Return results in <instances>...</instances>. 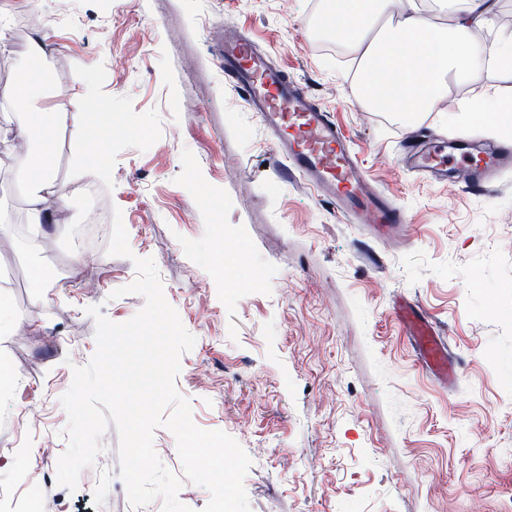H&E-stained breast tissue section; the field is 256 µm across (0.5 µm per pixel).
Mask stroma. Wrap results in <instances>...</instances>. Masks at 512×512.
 I'll return each mask as SVG.
<instances>
[{
  "label": "stroma",
  "mask_w": 512,
  "mask_h": 512,
  "mask_svg": "<svg viewBox=\"0 0 512 512\" xmlns=\"http://www.w3.org/2000/svg\"><path fill=\"white\" fill-rule=\"evenodd\" d=\"M320 0H40L57 72L50 105L83 117L104 158L96 183L120 209L132 258L78 256L67 230L17 247L16 280L0 296L29 335L0 332V370L23 376L0 390V485L18 512L29 484L48 488L50 512H162L134 507L108 427L76 491L59 486L68 445L61 398L72 369L95 351L91 306L115 322L140 311L113 298L153 258L164 294L195 338L175 386L204 430L233 437L252 464L251 512H512V174L488 191L415 180L396 162L409 126L351 94L355 60H337L310 31ZM298 80L336 120L366 174L404 209L407 238L381 244L282 170L272 139L225 80L214 46L225 22ZM512 74L478 73L451 87L419 126L447 136H492L493 113L464 100ZM463 113L462 127L448 123ZM85 148L73 129L56 143V190L70 223L85 219L76 191ZM228 242L223 254L213 245ZM69 258L48 303L33 308L34 270ZM95 284L87 294L86 284ZM422 307L449 343L455 386L421 369L395 319Z\"/></svg>",
  "instance_id": "stroma-1"
}]
</instances>
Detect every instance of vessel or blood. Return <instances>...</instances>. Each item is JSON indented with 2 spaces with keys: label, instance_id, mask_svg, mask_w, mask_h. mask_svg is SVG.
<instances>
[{
  "label": "vessel or blood",
  "instance_id": "b4317fda",
  "mask_svg": "<svg viewBox=\"0 0 512 512\" xmlns=\"http://www.w3.org/2000/svg\"><path fill=\"white\" fill-rule=\"evenodd\" d=\"M224 75L256 112L274 138V149L289 177L303 181L319 198L334 204L350 223L363 225L368 237L384 242L392 238L405 212L361 172L344 135L308 91L256 49L252 36L230 30L219 46ZM487 161L462 169L465 187L481 192L501 172L512 167V143L492 142ZM399 161L418 179L439 183L446 177L449 156L437 140L403 142ZM396 316L418 361L436 381L448 383L457 368L448 360L447 343L419 306L400 305Z\"/></svg>",
  "mask_w": 512,
  "mask_h": 512
}]
</instances>
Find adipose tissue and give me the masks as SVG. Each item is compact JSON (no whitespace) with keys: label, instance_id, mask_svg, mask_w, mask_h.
<instances>
[{"label":"adipose tissue","instance_id":"obj_1","mask_svg":"<svg viewBox=\"0 0 512 512\" xmlns=\"http://www.w3.org/2000/svg\"><path fill=\"white\" fill-rule=\"evenodd\" d=\"M437 23L417 0H326L321 27L360 51L356 93L373 109L415 123L448 90L482 70L512 71V30L495 28L497 0H446ZM48 74L15 80L7 94L16 126L0 128V144L28 188L27 221L59 224L64 203L54 191L58 131L77 114L38 106Z\"/></svg>","mask_w":512,"mask_h":512}]
</instances>
